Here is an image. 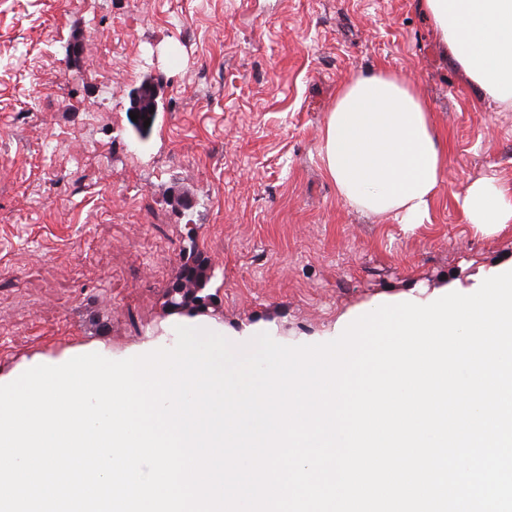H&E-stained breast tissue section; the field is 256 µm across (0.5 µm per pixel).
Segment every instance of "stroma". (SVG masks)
<instances>
[{
  "instance_id": "1",
  "label": "stroma",
  "mask_w": 512,
  "mask_h": 512,
  "mask_svg": "<svg viewBox=\"0 0 512 512\" xmlns=\"http://www.w3.org/2000/svg\"><path fill=\"white\" fill-rule=\"evenodd\" d=\"M417 0H0V376L79 346L174 343L189 248L226 330L298 345L374 298L512 259L456 193L512 186V111L477 101ZM403 75L448 136L424 223L342 204L322 160L337 88ZM158 91L148 138L131 93Z\"/></svg>"
}]
</instances>
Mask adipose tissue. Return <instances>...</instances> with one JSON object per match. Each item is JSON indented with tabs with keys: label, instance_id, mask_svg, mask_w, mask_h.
<instances>
[{
	"label": "adipose tissue",
	"instance_id": "ef3b65f1",
	"mask_svg": "<svg viewBox=\"0 0 512 512\" xmlns=\"http://www.w3.org/2000/svg\"><path fill=\"white\" fill-rule=\"evenodd\" d=\"M480 100L512 110V0H418ZM448 138L431 108L396 72L358 74L336 93L322 138V162L342 204L402 224L427 216L447 173ZM467 223L512 224V188L473 181L457 198Z\"/></svg>",
	"mask_w": 512,
	"mask_h": 512
}]
</instances>
